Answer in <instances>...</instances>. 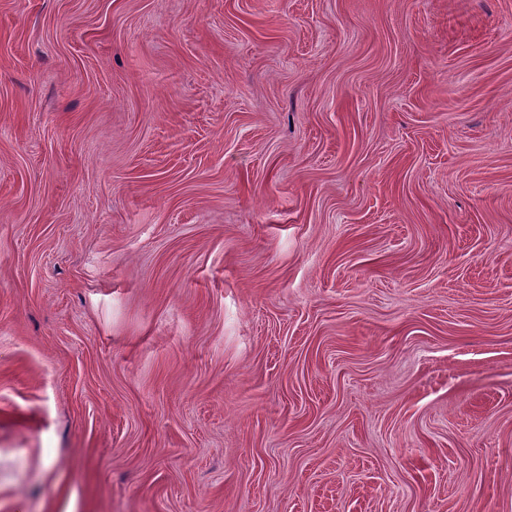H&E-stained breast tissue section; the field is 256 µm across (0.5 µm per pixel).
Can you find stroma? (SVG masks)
Segmentation results:
<instances>
[{
    "label": "stroma",
    "instance_id": "35a3bbf8",
    "mask_svg": "<svg viewBox=\"0 0 512 512\" xmlns=\"http://www.w3.org/2000/svg\"><path fill=\"white\" fill-rule=\"evenodd\" d=\"M0 512H512V0H0Z\"/></svg>",
    "mask_w": 512,
    "mask_h": 512
}]
</instances>
